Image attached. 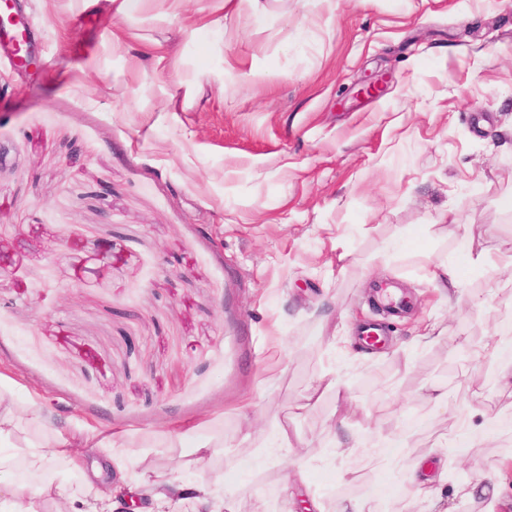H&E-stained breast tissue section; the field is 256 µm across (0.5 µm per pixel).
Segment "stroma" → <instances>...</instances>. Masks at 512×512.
I'll return each instance as SVG.
<instances>
[{"instance_id":"obj_1","label":"stroma","mask_w":512,"mask_h":512,"mask_svg":"<svg viewBox=\"0 0 512 512\" xmlns=\"http://www.w3.org/2000/svg\"><path fill=\"white\" fill-rule=\"evenodd\" d=\"M262 3L268 25L231 15L197 30L163 0L129 20L114 0H17L36 63L0 52V410L18 420L1 475L41 512L104 458L29 481L32 447L58 432L128 435L139 474H234L237 512H293L285 486L300 474L323 512L376 481L390 488L378 512H420L400 468L470 406L492 435L449 455L454 481L512 456V396L460 347L512 325V268H462L449 290L430 279L464 234L512 248V0ZM157 45L155 70L142 53ZM381 73L384 92L355 99L354 83ZM390 285L408 312L377 307ZM430 318L441 337L414 346ZM373 322L388 336L377 351L356 338ZM330 371L343 388L291 417ZM431 385L448 413L422 398ZM245 404L261 433L248 435ZM342 418L361 446L350 484L324 464ZM194 422L213 448L204 465L161 437ZM283 426L303 440L296 454L242 471ZM383 430L401 455L378 453Z\"/></svg>"}]
</instances>
